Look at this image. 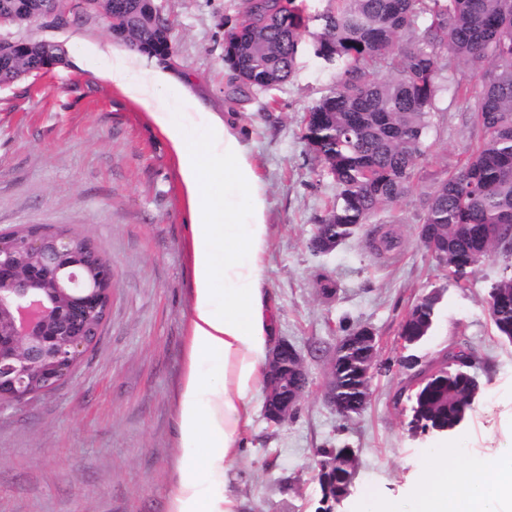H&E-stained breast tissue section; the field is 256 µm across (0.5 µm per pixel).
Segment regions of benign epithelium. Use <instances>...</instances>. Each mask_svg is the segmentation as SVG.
<instances>
[{
    "label": "benign epithelium",
    "mask_w": 512,
    "mask_h": 512,
    "mask_svg": "<svg viewBox=\"0 0 512 512\" xmlns=\"http://www.w3.org/2000/svg\"><path fill=\"white\" fill-rule=\"evenodd\" d=\"M0 56L26 44L17 18L0 14ZM341 238L319 224L311 248L327 253ZM112 263L77 233L37 228L0 232V405L45 392L69 376L96 342L112 302ZM377 349L369 327L351 331L328 362L324 397L336 405V365L351 344ZM309 389L300 351L277 342L266 366L265 416L275 425L294 418Z\"/></svg>",
    "instance_id": "7a95c632"
}]
</instances>
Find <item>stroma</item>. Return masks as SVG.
I'll return each mask as SVG.
<instances>
[{
    "mask_svg": "<svg viewBox=\"0 0 512 512\" xmlns=\"http://www.w3.org/2000/svg\"><path fill=\"white\" fill-rule=\"evenodd\" d=\"M157 2L174 34L169 65L231 112L251 149L268 202L265 282L277 337L301 351L311 381L283 426L265 419L263 391L251 396V422L227 473L240 512H319L322 448H351L359 459L351 495L333 512H350L354 496L369 489L406 499L436 439L412 437L393 404L407 379L396 341L408 309L428 295L436 298L434 321L415 355L425 364L470 347L482 385L449 444L469 460L511 446L512 345L494 332L488 293L512 274V252L482 259L460 288L417 236L428 194L472 147L470 105L441 95L413 193L318 254L310 240L336 186L306 144L305 115L337 80L314 54L319 23L303 33L285 83L240 96L224 65V34L239 0ZM28 34L62 44L66 61L0 86V231L80 233L111 261L114 286L104 330L74 372L0 406V512H164L192 288L177 158L134 102L74 64L83 40L108 39L100 19L62 29L43 23ZM389 220L398 247L380 256L368 240ZM326 287L334 296L323 295ZM358 326L375 331L384 366L374 372L366 409L344 417L324 401L323 388L338 341Z\"/></svg>",
    "mask_w": 512,
    "mask_h": 512,
    "instance_id": "stroma-1",
    "label": "stroma"
}]
</instances>
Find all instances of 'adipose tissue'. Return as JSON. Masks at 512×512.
<instances>
[{
  "label": "adipose tissue",
  "instance_id": "ef3b65f1",
  "mask_svg": "<svg viewBox=\"0 0 512 512\" xmlns=\"http://www.w3.org/2000/svg\"><path fill=\"white\" fill-rule=\"evenodd\" d=\"M79 62L121 90L168 139L178 158L191 219L186 359L177 403L176 476L165 512H238L226 484L250 395L264 378L275 321L265 286L268 204L239 128L221 108L153 57L110 42L83 47ZM204 130L203 140L190 131ZM354 512H512V448L486 460L432 455L408 502L368 491Z\"/></svg>",
  "mask_w": 512,
  "mask_h": 512
}]
</instances>
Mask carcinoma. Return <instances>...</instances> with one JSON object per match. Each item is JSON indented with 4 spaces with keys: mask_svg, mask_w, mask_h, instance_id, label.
I'll return each mask as SVG.
<instances>
[{
    "mask_svg": "<svg viewBox=\"0 0 512 512\" xmlns=\"http://www.w3.org/2000/svg\"><path fill=\"white\" fill-rule=\"evenodd\" d=\"M95 14L115 15L113 40L154 56L169 53L168 28L144 21L150 0H95ZM35 15L63 13L65 0H0ZM318 19L315 55L336 69V89L310 107L304 138L336 184V204L324 224H367L412 194L425 136L438 95L474 97L475 147L455 173L428 196L422 223L438 225L449 275L465 284L474 265L497 249L512 250V0H331ZM303 0H241L237 23L225 34L224 63L239 92L267 90L292 76L307 28ZM41 60L21 50L0 57V80L39 71ZM475 71L467 83L464 69ZM433 301H418L401 330L427 336ZM489 315L501 339L512 343V276L490 291ZM365 348L356 345L351 371L336 372V404L349 414L364 405L356 375ZM468 348L448 349L447 369L426 376L412 397L413 429L456 432L480 392ZM332 475L320 481L322 502L355 467L357 454L329 448Z\"/></svg>",
    "mask_w": 512,
    "mask_h": 512,
    "instance_id": "cac0c4a2",
    "label": "carcinoma"
}]
</instances>
